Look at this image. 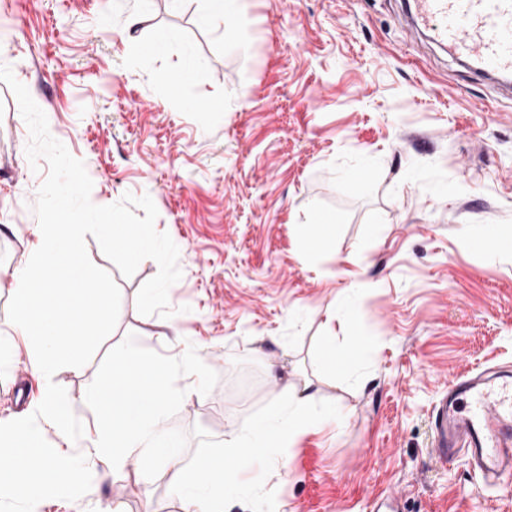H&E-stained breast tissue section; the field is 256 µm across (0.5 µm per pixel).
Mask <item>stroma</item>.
Masks as SVG:
<instances>
[{"label": "stroma", "instance_id": "1", "mask_svg": "<svg viewBox=\"0 0 512 512\" xmlns=\"http://www.w3.org/2000/svg\"><path fill=\"white\" fill-rule=\"evenodd\" d=\"M397 0H242L231 24L207 0H0V65L34 96L51 135L84 162L91 200L149 195L156 227L179 249L174 314L141 315L158 272L114 278V331L81 368L53 380L82 424L85 392L128 334L178 357L195 346L219 376L188 391L166 428L224 437L244 418L309 387L341 420L301 437L287 478L269 476L275 512H512V477L484 479L467 452L430 453L433 405L451 380L512 364V101L491 97L448 51L411 43ZM193 73L175 75L184 63ZM29 129L0 81V323L10 275L25 266L47 163L31 168ZM335 220L322 250L296 227ZM358 351L326 374L324 337ZM17 348L0 379V416H24L43 393ZM42 512H183L166 474L139 461L94 477L76 501Z\"/></svg>", "mask_w": 512, "mask_h": 512}]
</instances>
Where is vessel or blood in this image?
<instances>
[{
  "label": "vessel or blood",
  "mask_w": 512,
  "mask_h": 512,
  "mask_svg": "<svg viewBox=\"0 0 512 512\" xmlns=\"http://www.w3.org/2000/svg\"><path fill=\"white\" fill-rule=\"evenodd\" d=\"M399 23L452 48L463 66L512 96V0H406ZM431 453L442 461L467 450L484 477L512 475V371L460 377L432 409Z\"/></svg>",
  "instance_id": "vessel-or-blood-1"
}]
</instances>
